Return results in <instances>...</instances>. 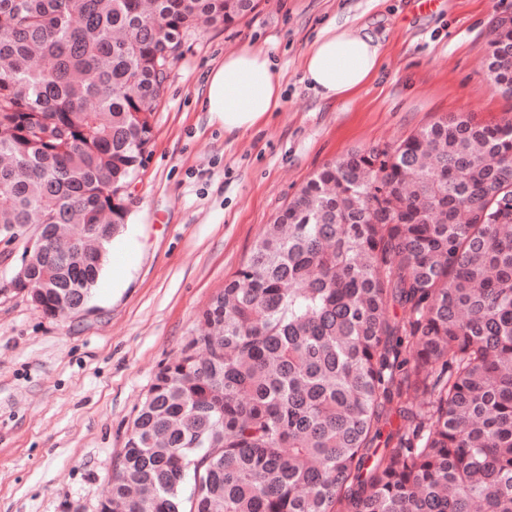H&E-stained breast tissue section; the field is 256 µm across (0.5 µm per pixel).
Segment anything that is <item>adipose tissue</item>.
<instances>
[{
    "label": "adipose tissue",
    "instance_id": "ef3b65f1",
    "mask_svg": "<svg viewBox=\"0 0 512 512\" xmlns=\"http://www.w3.org/2000/svg\"><path fill=\"white\" fill-rule=\"evenodd\" d=\"M383 57L381 42L363 28L331 23L309 44L302 80L322 100L336 102L363 89L380 71ZM282 93V75L268 51L245 46L210 70L202 107L226 134H238L276 112Z\"/></svg>",
    "mask_w": 512,
    "mask_h": 512
}]
</instances>
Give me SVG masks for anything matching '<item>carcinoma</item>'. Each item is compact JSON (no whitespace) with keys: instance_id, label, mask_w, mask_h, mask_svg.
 Segmentation results:
<instances>
[{"instance_id":"1","label":"carcinoma","mask_w":512,"mask_h":512,"mask_svg":"<svg viewBox=\"0 0 512 512\" xmlns=\"http://www.w3.org/2000/svg\"><path fill=\"white\" fill-rule=\"evenodd\" d=\"M254 2L0 0V224L94 229L107 207L118 234L184 37ZM485 75L512 96V30ZM78 245L30 272L55 283L49 318L93 295L103 261ZM200 320L138 410L112 512H512V119L326 163Z\"/></svg>"}]
</instances>
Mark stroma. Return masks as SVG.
<instances>
[{
    "label": "stroma",
    "instance_id": "1",
    "mask_svg": "<svg viewBox=\"0 0 512 512\" xmlns=\"http://www.w3.org/2000/svg\"><path fill=\"white\" fill-rule=\"evenodd\" d=\"M512 0H258L233 24L183 42L125 199L123 259L108 255L86 311L43 316L10 281L29 239L0 224V512H97L137 410L197 317L246 261L266 224L324 164L442 116L512 117L485 76L488 42ZM351 21L385 47L378 76L343 100L301 81L311 40ZM269 48L283 104L236 135L203 112L205 73L226 52Z\"/></svg>",
    "mask_w": 512,
    "mask_h": 512
}]
</instances>
